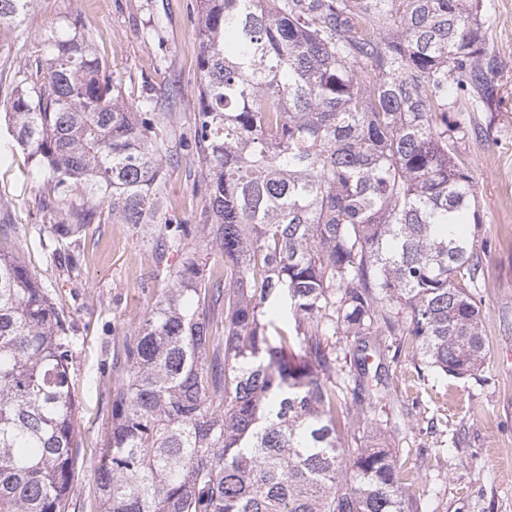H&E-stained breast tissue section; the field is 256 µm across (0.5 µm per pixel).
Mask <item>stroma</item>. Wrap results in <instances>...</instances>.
Instances as JSON below:
<instances>
[{
  "mask_svg": "<svg viewBox=\"0 0 512 512\" xmlns=\"http://www.w3.org/2000/svg\"><path fill=\"white\" fill-rule=\"evenodd\" d=\"M199 0H34L22 24H0V95L19 77L40 34L74 12L98 36L100 55L120 75L128 98L164 95L165 112L191 114L197 97ZM487 53L494 69L492 94L470 104L473 118L459 150L468 160L484 224L492 241L478 296L490 357L481 372L457 379L423 367L411 347L386 359L383 410L401 471L413 477L418 512H512V0H482ZM0 224L26 263L71 320L78 342L73 381L80 402L85 467L72 485L76 512L93 497L90 467L112 418L110 391L114 339L137 325L168 285L155 267L145 228L92 224L77 266L55 251L50 215L40 204L47 187L35 164L0 122ZM200 197L185 162L166 176L169 215L186 220Z\"/></svg>",
  "mask_w": 512,
  "mask_h": 512,
  "instance_id": "1",
  "label": "stroma"
}]
</instances>
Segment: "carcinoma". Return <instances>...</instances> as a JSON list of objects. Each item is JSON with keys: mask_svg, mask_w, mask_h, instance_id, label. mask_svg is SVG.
Here are the masks:
<instances>
[{"mask_svg": "<svg viewBox=\"0 0 512 512\" xmlns=\"http://www.w3.org/2000/svg\"><path fill=\"white\" fill-rule=\"evenodd\" d=\"M33 3L0 0V23ZM195 34L191 141L126 98L79 17L5 97L53 242L143 224L155 263L181 255L123 333L90 512H408L369 360L382 336L457 378L490 354V247L464 231L483 216L448 123L493 69L480 0H201ZM180 156L201 194L184 223L164 206ZM70 332L0 232V512H70Z\"/></svg>", "mask_w": 512, "mask_h": 512, "instance_id": "1", "label": "carcinoma"}]
</instances>
